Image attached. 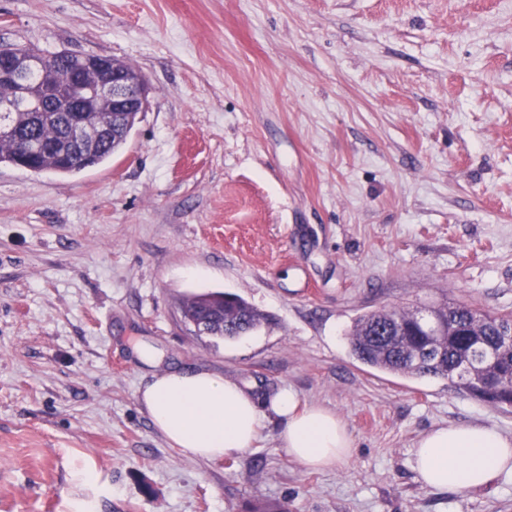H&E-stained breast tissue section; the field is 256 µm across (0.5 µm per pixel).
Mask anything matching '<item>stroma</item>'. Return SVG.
Here are the masks:
<instances>
[{
  "instance_id": "obj_1",
  "label": "stroma",
  "mask_w": 512,
  "mask_h": 512,
  "mask_svg": "<svg viewBox=\"0 0 512 512\" xmlns=\"http://www.w3.org/2000/svg\"><path fill=\"white\" fill-rule=\"evenodd\" d=\"M0 43L150 86L109 163L0 164V512H512L411 466L438 425L512 435V408L347 338L383 307L512 311V0H0ZM207 292L273 321L197 334ZM169 368L293 390L354 455L307 469L270 414L244 454L186 457L137 402Z\"/></svg>"
}]
</instances>
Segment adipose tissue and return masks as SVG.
Instances as JSON below:
<instances>
[{
  "label": "adipose tissue",
  "mask_w": 512,
  "mask_h": 512,
  "mask_svg": "<svg viewBox=\"0 0 512 512\" xmlns=\"http://www.w3.org/2000/svg\"><path fill=\"white\" fill-rule=\"evenodd\" d=\"M137 401L154 428L183 454L219 459L253 448L266 413L281 420L278 439L302 466L325 470L350 459L355 442L332 410L300 406L280 390L262 411L249 388L208 371L171 369L139 388ZM412 468L423 486L466 494L512 483V436L490 426H436L415 444Z\"/></svg>",
  "instance_id": "adipose-tissue-1"
}]
</instances>
